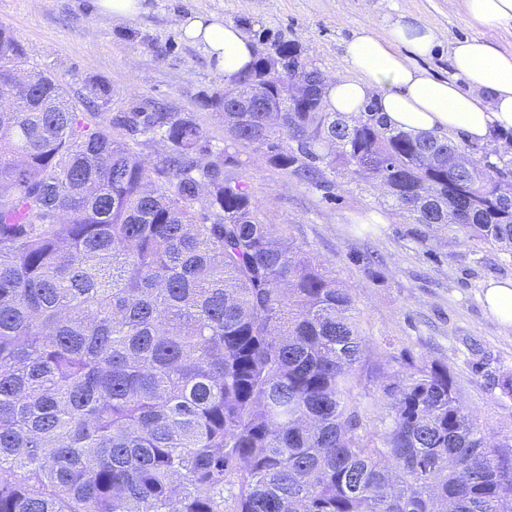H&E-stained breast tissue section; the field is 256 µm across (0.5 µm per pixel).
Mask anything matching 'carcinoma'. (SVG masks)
<instances>
[{"instance_id":"1","label":"carcinoma","mask_w":512,"mask_h":512,"mask_svg":"<svg viewBox=\"0 0 512 512\" xmlns=\"http://www.w3.org/2000/svg\"><path fill=\"white\" fill-rule=\"evenodd\" d=\"M234 79L224 130L313 182L341 166L419 225L512 254L508 172L329 112L318 70L278 43ZM27 65L0 28V62ZM0 112V512H512V463L448 367L365 353L355 300L261 222L227 152L183 112L107 116L29 70ZM158 140L149 164L134 147Z\"/></svg>"}]
</instances>
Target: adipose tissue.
<instances>
[{
    "label": "adipose tissue",
    "instance_id": "1",
    "mask_svg": "<svg viewBox=\"0 0 512 512\" xmlns=\"http://www.w3.org/2000/svg\"><path fill=\"white\" fill-rule=\"evenodd\" d=\"M174 22L186 41L202 47L221 80L231 81L251 66L252 40L223 16L180 14ZM440 43L435 26L404 15L385 28L360 26L344 44L349 76L327 83L328 111L359 113L371 106L398 129L469 144L512 129V52L475 37L456 40L448 47L454 75L440 79L399 51L404 45L427 57Z\"/></svg>",
    "mask_w": 512,
    "mask_h": 512
}]
</instances>
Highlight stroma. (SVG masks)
<instances>
[{"mask_svg":"<svg viewBox=\"0 0 512 512\" xmlns=\"http://www.w3.org/2000/svg\"><path fill=\"white\" fill-rule=\"evenodd\" d=\"M217 12L253 40L299 45L328 75L347 74L342 43L352 31L387 26L399 14L435 25L442 48L411 62L434 78L451 77L448 41L480 37L512 50V28L469 22L462 0H146L131 19L97 12L93 0H0V27L24 44L31 63L60 81L70 100L97 81L112 90L108 112L134 108L192 114L213 151L236 154L264 223L301 247L349 290L361 312L371 359L404 353L447 366L463 404L491 442L512 438V329L494 322L483 304L488 281L512 278V256L490 245H460V232L436 231L426 244L404 213L383 203L379 187L343 172L310 184L235 145L205 98L224 83L204 51L188 44L174 15Z\"/></svg>","mask_w":512,"mask_h":512,"instance_id":"obj_1","label":"stroma"}]
</instances>
